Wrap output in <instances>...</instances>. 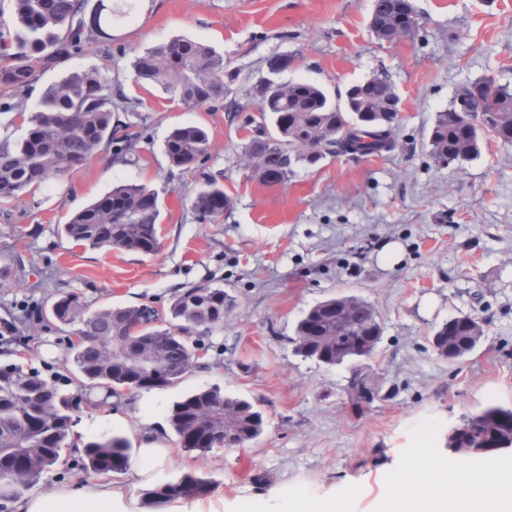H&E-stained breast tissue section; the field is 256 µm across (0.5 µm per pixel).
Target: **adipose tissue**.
I'll return each instance as SVG.
<instances>
[{"label":"adipose tissue","instance_id":"1","mask_svg":"<svg viewBox=\"0 0 512 512\" xmlns=\"http://www.w3.org/2000/svg\"><path fill=\"white\" fill-rule=\"evenodd\" d=\"M139 443L123 479L97 481L79 486L62 485L51 495L33 494L15 504L17 512H140L131 487L154 488L163 468L172 463L175 449L159 432L139 428ZM468 465L435 453L431 440L418 443L399 475L395 490L382 503L381 512H512V465L494 481L463 486ZM230 512H346L344 500L314 501L274 490L264 498H243Z\"/></svg>","mask_w":512,"mask_h":512}]
</instances>
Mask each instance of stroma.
Segmentation results:
<instances>
[{
    "instance_id": "obj_1",
    "label": "stroma",
    "mask_w": 512,
    "mask_h": 512,
    "mask_svg": "<svg viewBox=\"0 0 512 512\" xmlns=\"http://www.w3.org/2000/svg\"><path fill=\"white\" fill-rule=\"evenodd\" d=\"M420 27L391 43L369 28L372 0H144L113 42L42 71L29 95L77 70H108L113 89L136 111L116 110L113 124L134 125L128 159L111 151L20 195L0 210V367L22 366L71 382V329L50 309L73 291L96 309L142 305L167 316L173 297L192 284L222 285L234 299L224 326L202 338L199 365L154 396L122 397L127 423H112L102 390L96 409L74 412V431L95 440L124 437L149 419L169 444L168 414L188 391L217 386L251 401L262 435L237 449L178 451L161 481L194 472L213 483L207 507L281 487L318 499L352 493V512H377L386 479L406 464L428 430L440 455L448 433L489 405L512 407V145L483 136L480 157L435 162L426 142L438 112L476 79L512 85V0H413ZM174 36L200 39L235 75L229 93L192 108L154 87L137 85L130 62ZM292 56L282 82L309 81L338 98L350 85L382 74L404 102L395 149L373 156H328L285 181L262 183L242 154L256 86L273 55ZM185 123L210 135L207 161L191 173L170 166L163 143ZM231 201L217 221L200 220L192 201L206 176ZM118 182L158 194L160 247L140 254L91 248L68 239L67 215ZM399 245L396 261L383 259ZM370 302L382 322L375 352L360 362L326 366L297 356L301 316L331 297ZM468 314L482 328L475 350L451 362L432 338L449 318ZM368 395L354 404V373Z\"/></svg>"
}]
</instances>
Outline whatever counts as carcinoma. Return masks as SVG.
I'll list each match as a JSON object with an SVG mask.
<instances>
[{"mask_svg":"<svg viewBox=\"0 0 512 512\" xmlns=\"http://www.w3.org/2000/svg\"><path fill=\"white\" fill-rule=\"evenodd\" d=\"M14 33L0 32V109L27 119L25 136L0 138V203H8L31 187L78 169L101 150L126 160L130 135L116 137L112 112V79L99 70L76 71L45 89L37 108L26 114V100L41 71L82 53L98 42L114 39L113 27L135 9L131 0H13ZM398 0H373L372 31L392 43L415 33L420 22L403 24ZM136 78L189 107H202L224 97V56L205 42L186 36L163 41L134 56ZM363 99L351 110L332 101L318 85L292 86L267 80L258 90L259 117L250 121L251 135L242 151L254 160L258 178L274 185L304 164L326 155L370 156L396 146L395 116L384 111L393 85L383 75L363 82ZM485 91L475 83L458 92L448 109L436 114L427 147L437 162L459 165L481 155L482 134L490 131L512 143V86L492 78ZM207 130L195 124L174 128L164 142L170 166L183 172L208 157ZM228 197L217 179H209L193 209L210 220L224 215ZM160 209L156 193L143 185L118 183L104 196L74 212L63 225L69 239L92 248L121 247L152 254L159 248ZM349 305L353 329L335 336L336 303ZM233 299L224 287L192 285L179 292L162 319L142 305L107 306L95 311L81 296L63 292L51 307L52 316L73 327L74 376L87 390L103 389L110 397L126 392L163 389L183 381L196 366L197 347L191 338L224 327ZM382 332L373 306L358 297L330 298L310 307L295 328L296 354L328 366L370 356V337ZM453 345L448 360L472 352L482 329L470 315L449 319L436 331ZM124 337L121 345L112 340ZM79 407L56 382L18 366L0 368V490L13 497L52 471L69 448L71 411ZM180 447L207 453L256 440L264 431L263 414L249 401L224 395L219 387L197 389L177 402L169 416ZM512 442V408L490 406L468 417V425L448 436L446 447L465 449L469 457L495 453L502 438ZM129 443L118 435L83 446L84 468L95 474L121 472L129 460ZM210 481L192 473L146 493L147 504L201 497Z\"/></svg>","mask_w":512,"mask_h":512,"instance_id":"carcinoma-1","label":"carcinoma"}]
</instances>
